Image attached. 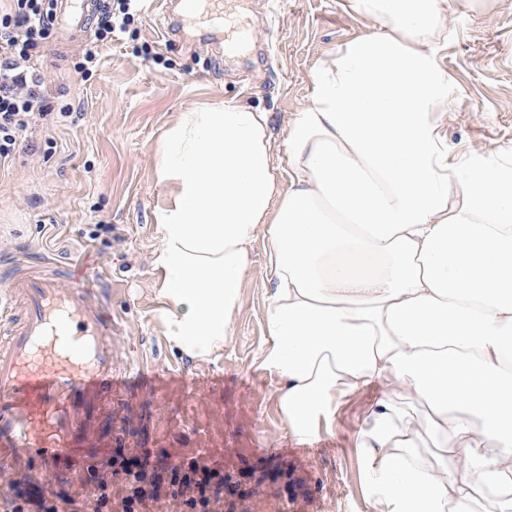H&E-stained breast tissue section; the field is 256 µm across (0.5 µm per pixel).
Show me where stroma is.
I'll list each match as a JSON object with an SVG mask.
<instances>
[{"instance_id": "obj_1", "label": "stroma", "mask_w": 512, "mask_h": 512, "mask_svg": "<svg viewBox=\"0 0 512 512\" xmlns=\"http://www.w3.org/2000/svg\"><path fill=\"white\" fill-rule=\"evenodd\" d=\"M228 10L226 35L201 11L185 16L184 40L170 44L156 0H139L126 32L99 42L100 65L87 81L73 65L93 30L56 27L43 49L44 91L67 114L22 134L0 166V272L37 253L101 273L115 370L129 382L100 407V443L123 439L212 467L258 461L266 448L269 463L290 465L305 485L299 512H370L357 438L382 390L348 396L331 431L311 443L288 438L277 382L258 361L271 287L265 238L251 247L234 337L219 358L173 350L158 320L155 213L167 190L156 165L165 130L181 113L232 100L271 113L276 154L286 159L288 123L309 102L312 68L370 32L348 0H231ZM450 29L439 60L455 84L449 149L512 147V0H477Z\"/></svg>"}]
</instances>
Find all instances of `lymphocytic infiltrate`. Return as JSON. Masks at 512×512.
Returning a JSON list of instances; mask_svg holds the SVG:
<instances>
[{"mask_svg":"<svg viewBox=\"0 0 512 512\" xmlns=\"http://www.w3.org/2000/svg\"><path fill=\"white\" fill-rule=\"evenodd\" d=\"M54 0H10L0 12V163L11 158L20 132L51 106L36 68L40 52L53 33ZM121 478L126 512H140L149 500L168 499L172 512H211L224 499V471L201 460L173 463L165 452L149 448H115L91 461L82 491L65 487L30 492L13 481L0 496V512H112V485Z\"/></svg>","mask_w":512,"mask_h":512,"instance_id":"lymphocytic-infiltrate-1","label":"lymphocytic infiltrate"}]
</instances>
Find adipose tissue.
<instances>
[{
  "label": "adipose tissue",
  "instance_id": "obj_1",
  "mask_svg": "<svg viewBox=\"0 0 512 512\" xmlns=\"http://www.w3.org/2000/svg\"><path fill=\"white\" fill-rule=\"evenodd\" d=\"M472 2L349 0L374 31L311 71L287 168L270 113L231 101L182 113L158 155L168 342L223 352L265 237L259 366L289 435L310 441L343 397L387 386L357 446L372 512H512V150L450 155L438 61Z\"/></svg>",
  "mask_w": 512,
  "mask_h": 512
}]
</instances>
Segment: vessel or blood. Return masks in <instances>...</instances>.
<instances>
[{
    "mask_svg": "<svg viewBox=\"0 0 512 512\" xmlns=\"http://www.w3.org/2000/svg\"><path fill=\"white\" fill-rule=\"evenodd\" d=\"M0 471L19 456L39 462L31 483L75 477L88 457L96 404L122 382L113 372L112 313L88 275L38 257L0 279Z\"/></svg>",
    "mask_w": 512,
    "mask_h": 512,
    "instance_id": "1",
    "label": "vessel or blood"
}]
</instances>
